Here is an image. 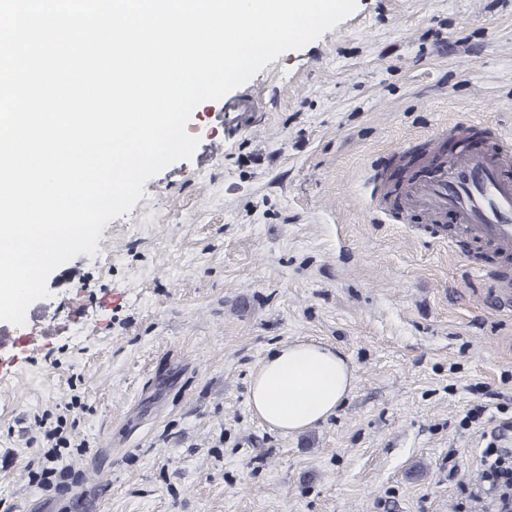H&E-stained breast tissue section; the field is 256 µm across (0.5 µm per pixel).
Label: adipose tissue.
<instances>
[{"mask_svg":"<svg viewBox=\"0 0 512 512\" xmlns=\"http://www.w3.org/2000/svg\"><path fill=\"white\" fill-rule=\"evenodd\" d=\"M353 382L352 366L334 348L285 341L271 348L254 371L248 400L262 423L294 435L335 415Z\"/></svg>","mask_w":512,"mask_h":512,"instance_id":"1","label":"adipose tissue"}]
</instances>
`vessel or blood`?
Here are the masks:
<instances>
[{
  "instance_id": "vessel-or-blood-1",
  "label": "vessel or blood",
  "mask_w": 512,
  "mask_h": 512,
  "mask_svg": "<svg viewBox=\"0 0 512 512\" xmlns=\"http://www.w3.org/2000/svg\"><path fill=\"white\" fill-rule=\"evenodd\" d=\"M489 151L456 154L432 175L404 183L398 204L401 211H416L437 223L453 214L476 244L512 251V138L500 136Z\"/></svg>"
}]
</instances>
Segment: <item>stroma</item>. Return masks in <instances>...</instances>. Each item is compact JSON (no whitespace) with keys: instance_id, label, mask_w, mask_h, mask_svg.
Wrapping results in <instances>:
<instances>
[{"instance_id":"35a3bbf8","label":"stroma","mask_w":512,"mask_h":512,"mask_svg":"<svg viewBox=\"0 0 512 512\" xmlns=\"http://www.w3.org/2000/svg\"><path fill=\"white\" fill-rule=\"evenodd\" d=\"M192 112V157L144 185L95 255L47 279L46 315L0 349V512H69L30 470L45 433L98 512H466L480 450L512 417V313L502 259L437 242L422 215L385 217L370 178L398 151L473 150L512 132V0H357L353 13ZM330 345L355 381L326 422L264 425L248 384L267 350ZM477 403L487 411L464 424Z\"/></svg>"}]
</instances>
